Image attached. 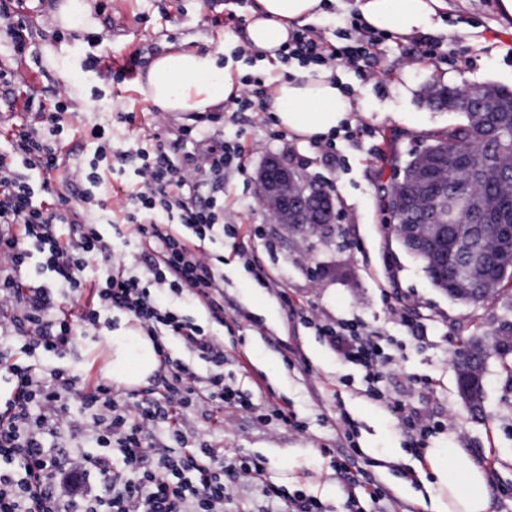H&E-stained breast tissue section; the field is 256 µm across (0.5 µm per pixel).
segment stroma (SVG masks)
Returning <instances> with one entry per match:
<instances>
[{
  "instance_id": "obj_1",
  "label": "stroma",
  "mask_w": 512,
  "mask_h": 512,
  "mask_svg": "<svg viewBox=\"0 0 512 512\" xmlns=\"http://www.w3.org/2000/svg\"><path fill=\"white\" fill-rule=\"evenodd\" d=\"M56 2L40 0L27 14V63L43 95L67 90L64 121L76 130L71 143L76 152L95 124L112 126L116 139L142 140L152 105L140 93L137 78L120 80L114 73L134 49L153 45L163 52L171 44L220 48L224 66L236 80L261 69L243 52L244 28L212 24L213 16L226 12L225 0H108L106 9L95 10L93 17L98 28L111 30L112 38L96 47L54 24L50 10ZM447 2V10L433 18L427 32L441 42L440 56L410 62V40L394 35L382 45L378 75L334 67L336 78L360 100L361 110L349 119L348 132H337L330 144L271 137L256 109L225 117L226 138H240L250 150L246 171L224 186V219L241 230L238 238L216 240L209 249L223 257L224 295L243 317L220 324L188 299L177 302L182 313L223 343L225 379L236 381L256 406L255 411L225 417L220 426L188 410L184 433L221 444L231 456L264 457L271 481L320 499L330 512H345L346 488L325 454L340 446L337 417L342 411L356 425L362 450L354 458L359 478L376 477L417 512H431L437 486L407 434L364 396L359 370L338 360L315 329L302 325L301 316L308 311L355 318L392 339L397 367L385 383L387 393L418 397L440 419L452 420L453 429L429 437V447L452 448L476 459L491 478V512H512V355L490 357L477 415L463 404L455 373L466 332L489 340L503 324H512V289L478 306L449 298L389 231L391 215L384 209L382 188L389 185L394 169L430 144L433 134L464 119L463 113L431 104L433 84L466 90L494 83L512 89V19L498 12L496 0ZM51 50L77 58L78 66L68 77L49 65ZM99 55L107 57L112 71L87 68L88 58ZM118 108L133 112L134 123L114 125ZM403 116L409 125L400 124ZM270 156L301 165L309 178L331 190L336 223L330 232L295 231L272 223L256 201L255 184L257 169ZM246 252L274 271L291 304H283L275 289L263 287L246 270ZM398 301L405 304L406 314L426 316L422 334L392 318L390 308ZM111 335L106 328L96 340L78 338L63 365L83 378H95L109 360L106 340ZM293 349L301 352L303 363H286ZM272 362L279 367L275 377L265 369ZM411 376L432 380L433 391L415 394L407 383ZM271 396L295 413L303 431L259 419L258 408Z\"/></svg>"
}]
</instances>
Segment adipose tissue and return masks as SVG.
<instances>
[{
    "label": "adipose tissue",
    "mask_w": 512,
    "mask_h": 512,
    "mask_svg": "<svg viewBox=\"0 0 512 512\" xmlns=\"http://www.w3.org/2000/svg\"><path fill=\"white\" fill-rule=\"evenodd\" d=\"M322 6V0H254L246 28L249 48L268 67H275L277 51L294 26L313 20ZM357 7L370 29L411 36L447 4L445 0H357ZM139 90L160 111L189 113L221 105L238 96L241 86L220 66L217 53L173 46L151 62ZM272 99L277 125L304 142L325 141L361 109L325 66L278 80ZM159 365L153 342L139 329L129 325L113 336L106 372L115 385L147 384ZM427 458L438 487L434 512H490L489 478L474 458L448 448L431 449Z\"/></svg>",
    "instance_id": "obj_1"
}]
</instances>
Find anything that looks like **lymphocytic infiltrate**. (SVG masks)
Segmentation results:
<instances>
[{
    "label": "lymphocytic infiltrate",
    "instance_id": "obj_1",
    "mask_svg": "<svg viewBox=\"0 0 512 512\" xmlns=\"http://www.w3.org/2000/svg\"><path fill=\"white\" fill-rule=\"evenodd\" d=\"M338 42L302 26L279 49V74L242 76L243 89L231 99L238 112L269 111L273 87L288 78L287 64L356 68L381 56L382 36L363 20L339 32ZM7 87L8 112L24 121L8 124L0 148V512H225L232 505L229 481L261 485L267 512H328L316 497L289 492L270 483L258 457L226 459L222 446L188 442L182 431L186 409L208 421L253 410L251 399L224 379V346L156 294L167 289L187 295L216 322L224 320V272L207 242L237 234L224 222V175L243 169L245 143L224 137L223 116L204 112L192 123L172 124L154 117L148 146H128L93 125L91 158L74 165L71 185L54 189L51 175L65 160L72 134L65 127L61 98L44 100L20 68H0ZM116 171L123 188L108 202L98 188L106 172ZM122 214V226L106 232L110 208ZM134 246L118 253L116 241ZM108 266L96 277L87 272L96 260ZM50 272L52 281L28 276L31 263ZM90 297L70 308L59 298L74 292ZM117 312L150 337L160 357L154 387L129 390L111 380H82L58 361L77 337L96 335ZM330 348L358 367L364 394L394 416L415 453L440 425L428 407L392 397L381 384L395 366L379 335L365 323L315 315ZM212 367L200 376L187 362L172 358L168 341ZM348 444L330 465L347 482L348 512L360 498L379 502L390 493L377 480L360 483L350 469L358 452L355 429L340 414ZM71 433L89 442L91 451L64 452L53 439ZM192 473L189 481L170 482L169 474Z\"/></svg>",
    "mask_w": 512,
    "mask_h": 512
}]
</instances>
